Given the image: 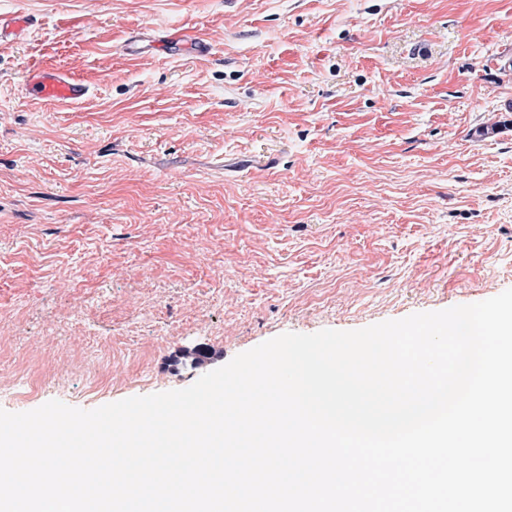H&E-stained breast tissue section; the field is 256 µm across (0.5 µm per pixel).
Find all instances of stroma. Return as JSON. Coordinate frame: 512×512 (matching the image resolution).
Returning <instances> with one entry per match:
<instances>
[{
	"label": "stroma",
	"mask_w": 512,
	"mask_h": 512,
	"mask_svg": "<svg viewBox=\"0 0 512 512\" xmlns=\"http://www.w3.org/2000/svg\"><path fill=\"white\" fill-rule=\"evenodd\" d=\"M0 409L182 389L512 288V0H0ZM188 32L205 53L163 47ZM139 50L129 55L128 42ZM91 97L26 96L32 68ZM31 19L23 15L4 16L0 14V44L14 41L25 35Z\"/></svg>",
	"instance_id": "obj_1"
}]
</instances>
